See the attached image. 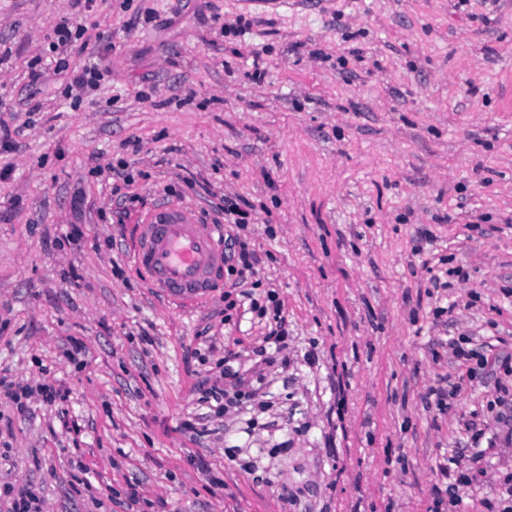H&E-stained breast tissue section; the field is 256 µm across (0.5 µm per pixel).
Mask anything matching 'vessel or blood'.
<instances>
[{
    "label": "vessel or blood",
    "mask_w": 512,
    "mask_h": 512,
    "mask_svg": "<svg viewBox=\"0 0 512 512\" xmlns=\"http://www.w3.org/2000/svg\"><path fill=\"white\" fill-rule=\"evenodd\" d=\"M220 235L219 226L203 223L191 208L162 205L138 226L133 259L151 288L193 301L209 295L221 281Z\"/></svg>",
    "instance_id": "obj_1"
}]
</instances>
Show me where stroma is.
<instances>
[{
	"instance_id": "1",
	"label": "stroma",
	"mask_w": 512,
	"mask_h": 512,
	"mask_svg": "<svg viewBox=\"0 0 512 512\" xmlns=\"http://www.w3.org/2000/svg\"><path fill=\"white\" fill-rule=\"evenodd\" d=\"M66 18L112 34L76 107L46 40ZM0 52L21 130L0 152V369L70 390L25 415L0 399V512L23 485L43 512H428L460 419L495 398L479 356L512 355V0H0ZM215 194L250 205L283 352L248 306L221 319L233 276L180 306L134 265L158 204ZM449 269L466 280L432 290ZM465 338L477 358L450 359ZM227 356L218 414L197 384ZM461 369L451 409L425 402ZM486 459L464 502L493 498L512 444Z\"/></svg>"
}]
</instances>
